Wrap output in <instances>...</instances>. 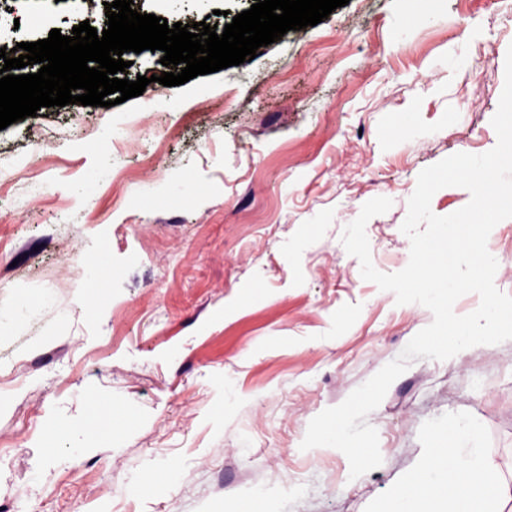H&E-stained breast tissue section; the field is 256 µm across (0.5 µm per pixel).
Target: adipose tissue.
Masks as SVG:
<instances>
[{"mask_svg":"<svg viewBox=\"0 0 512 512\" xmlns=\"http://www.w3.org/2000/svg\"><path fill=\"white\" fill-rule=\"evenodd\" d=\"M471 426L453 429L433 450L429 467L436 479L414 476L387 504L386 512H505L512 503V483L482 449L461 453L457 442L475 437Z\"/></svg>","mask_w":512,"mask_h":512,"instance_id":"ef3b65f1","label":"adipose tissue"}]
</instances>
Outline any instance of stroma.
<instances>
[{"mask_svg": "<svg viewBox=\"0 0 512 512\" xmlns=\"http://www.w3.org/2000/svg\"><path fill=\"white\" fill-rule=\"evenodd\" d=\"M256 0H134L168 23ZM103 28L102 0H0V37ZM512 0H349L252 61L0 130V512H379L434 436L475 427L512 472V340L416 359L368 417L350 479L309 422L432 313L341 243L368 200L372 263L402 270L419 173L495 147ZM489 244L512 295V218Z\"/></svg>", "mask_w": 512, "mask_h": 512, "instance_id": "stroma-1", "label": "stroma"}]
</instances>
